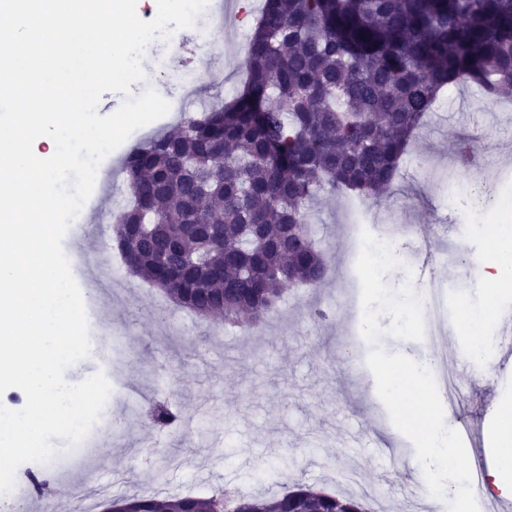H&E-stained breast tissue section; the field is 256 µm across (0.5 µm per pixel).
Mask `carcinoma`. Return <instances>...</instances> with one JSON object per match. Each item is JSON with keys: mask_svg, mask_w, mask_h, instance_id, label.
I'll return each mask as SVG.
<instances>
[{"mask_svg": "<svg viewBox=\"0 0 512 512\" xmlns=\"http://www.w3.org/2000/svg\"><path fill=\"white\" fill-rule=\"evenodd\" d=\"M228 105L205 109L125 157L130 203L114 225L129 267L179 306L246 327L326 264L307 203L390 189L441 88L512 99V0H264ZM199 224H215L208 236ZM151 424L181 418L163 402ZM366 512L303 483L260 498L138 495L131 512Z\"/></svg>", "mask_w": 512, "mask_h": 512, "instance_id": "carcinoma-1", "label": "carcinoma"}]
</instances>
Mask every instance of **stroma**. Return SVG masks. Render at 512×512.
<instances>
[{"label":"stroma","mask_w":512,"mask_h":512,"mask_svg":"<svg viewBox=\"0 0 512 512\" xmlns=\"http://www.w3.org/2000/svg\"><path fill=\"white\" fill-rule=\"evenodd\" d=\"M221 2L209 0L198 17L212 31L207 54L199 53L190 29L179 31L174 43L147 47L148 80L132 84V92L147 85L181 105L179 112L153 122L154 132L234 99L225 81L243 80L246 53L232 23L213 22L212 8ZM164 58L178 69L199 70L217 60L223 69L185 97L161 72ZM481 102L475 87L444 89L389 195L339 192L311 201L309 221L328 277L318 288H286L274 311L248 331L224 327L217 317H197L127 270L110 213L129 199L122 165L129 144L106 157L112 180L95 186L63 249L77 259L80 281L96 288L99 304L87 313L90 330L111 332L115 347L108 367L90 356L70 367L65 378L79 381L101 370L118 395L111 420L87 440L83 455L67 458L66 441L56 440V456L36 468L42 489L29 483L23 488V512H76L83 499L95 512H105L125 495L196 496L223 487L270 497L296 480L345 495L349 489L340 478L346 474L380 493L388 512H431V500L418 495L419 482L409 470L423 450L409 419L440 407L442 393L428 380L406 397L395 396L376 368L393 363L405 348L419 359L428 355L417 335L419 317L401 300L406 284L442 281L452 318L480 302L471 284L487 255L484 241L469 233L471 207L449 206L448 197L470 179L456 168L453 151L468 130L469 112ZM489 110L485 170L495 180L484 210L498 224L503 209L512 206V104L494 103ZM356 204L404 231L432 226L435 259L419 261L407 246L382 277L363 279L367 254L353 251L350 243ZM317 307L329 314L321 325L310 319ZM367 312L376 327L364 335L359 321ZM469 345V338L451 334L443 340L461 388L450 406L452 419L469 432L456 440L457 464L471 472L476 464L489 469L496 462L490 434L500 407L512 403V354L494 352V375L482 382L475 370L458 368ZM144 393L194 417L191 437L151 428L140 400Z\"/></svg>","instance_id":"1"}]
</instances>
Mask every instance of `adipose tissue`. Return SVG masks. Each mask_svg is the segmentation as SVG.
I'll return each mask as SVG.
<instances>
[{
	"instance_id": "1",
	"label": "adipose tissue",
	"mask_w": 512,
	"mask_h": 512,
	"mask_svg": "<svg viewBox=\"0 0 512 512\" xmlns=\"http://www.w3.org/2000/svg\"><path fill=\"white\" fill-rule=\"evenodd\" d=\"M512 286V215L504 214L501 225L496 226L488 241V257L474 284L477 291L486 286ZM417 428L423 438L425 451L411 462L416 471L433 476L435 489L443 494H466V474L457 465V448L452 436L450 415L433 414L419 420ZM493 446L497 463L486 478L489 490L512 497V410H504L493 431Z\"/></svg>"
}]
</instances>
